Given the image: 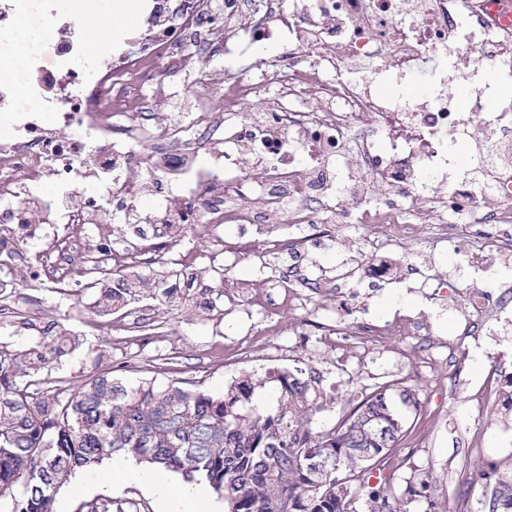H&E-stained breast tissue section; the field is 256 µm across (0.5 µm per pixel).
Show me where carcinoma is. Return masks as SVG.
Segmentation results:
<instances>
[{
    "instance_id": "carcinoma-1",
    "label": "carcinoma",
    "mask_w": 512,
    "mask_h": 512,
    "mask_svg": "<svg viewBox=\"0 0 512 512\" xmlns=\"http://www.w3.org/2000/svg\"><path fill=\"white\" fill-rule=\"evenodd\" d=\"M115 231L125 239L185 236L179 224H118ZM176 275L173 268L118 277L99 263L82 268L98 316L146 300L212 311L224 297L218 288L198 301L167 286ZM37 332L27 344L0 343V500L8 501L7 512H56L58 492L77 471L120 452L188 483L207 482L224 512H407L426 488L408 486L396 498L386 481L369 482L406 424L387 387L363 395L331 427L315 421L328 395L312 367L248 374L218 394L176 382L128 384L108 374L70 393L46 381L44 371L73 352L79 338L55 323ZM269 381L277 384L278 406L260 412L253 397ZM488 512H512V476H497Z\"/></svg>"
}]
</instances>
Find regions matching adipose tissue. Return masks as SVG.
Wrapping results in <instances>:
<instances>
[{
	"label": "adipose tissue",
	"instance_id": "ef3b65f1",
	"mask_svg": "<svg viewBox=\"0 0 512 512\" xmlns=\"http://www.w3.org/2000/svg\"><path fill=\"white\" fill-rule=\"evenodd\" d=\"M134 0H116L111 14L99 10H83L75 17L76 24L84 30L90 45L103 42L111 27L134 23ZM112 468L127 473L133 480L157 494L162 512H217L213 494L203 484H184L163 476L160 471L134 466L130 459L116 456Z\"/></svg>",
	"mask_w": 512,
	"mask_h": 512
}]
</instances>
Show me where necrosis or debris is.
Here are the masks:
<instances>
[{
  "label": "necrosis or debris",
  "instance_id": "1",
  "mask_svg": "<svg viewBox=\"0 0 512 512\" xmlns=\"http://www.w3.org/2000/svg\"><path fill=\"white\" fill-rule=\"evenodd\" d=\"M155 24L91 60L73 21L50 5L33 36L25 10L0 0V248L18 251L32 275L77 277L82 245L55 237L25 252L32 211L48 225L90 224L100 259H112V227L126 222L147 185L158 184L157 221L193 234L226 224L291 225L292 250L325 211L377 225L378 244L416 237L424 215L448 241L460 219L500 224L485 257L512 255V98L480 74L512 81V10L498 0H152ZM282 51L255 65L265 42ZM224 54L249 66L222 86L202 85L189 120L158 122L179 80ZM435 69L415 97L380 98L377 75L402 83L424 62ZM469 67L467 104L446 90L448 66ZM262 106L245 110L258 90ZM51 113L52 126L41 124ZM473 140L460 181L449 183L448 146ZM214 163L200 165L201 154ZM94 189H87L88 178ZM53 180L56 194L42 187ZM348 330L380 344L418 339L417 318L360 319Z\"/></svg>",
  "mask_w": 512,
  "mask_h": 512
}]
</instances>
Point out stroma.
Returning <instances> with one entry per match:
<instances>
[{"instance_id": "stroma-1", "label": "stroma", "mask_w": 512, "mask_h": 512, "mask_svg": "<svg viewBox=\"0 0 512 512\" xmlns=\"http://www.w3.org/2000/svg\"><path fill=\"white\" fill-rule=\"evenodd\" d=\"M326 224L329 235L311 232L292 253L277 249L279 240L291 232L286 224L275 225L265 235L255 225L233 224L219 238L192 235L168 243L163 259L180 260L195 291L224 282L240 289L241 295L237 305L220 311L150 308L160 328L156 335L135 328L133 315L127 313L97 316L91 309L93 292L85 284L51 275L33 281L21 266L13 271L15 287L7 291L6 303L38 326L60 322L80 335L81 348L51 366L47 375L71 393L108 372L131 383L152 379L164 385L182 380L188 387L218 393L245 372L310 366L321 372L323 389L332 397L315 419L332 425L355 393L388 384L412 388L420 409L408 418V432L392 460L397 489L421 481L427 484L425 496L413 500L409 512H487L491 488L475 475L490 464L498 473H512V410H505L498 398L476 408L472 396L491 376L512 372V298L493 335H464L468 287L478 254L474 242L462 236L441 247L432 243L429 225H421L418 240L389 246L385 253L398 278L377 280L367 273L376 260L370 248L374 225L340 224L332 217ZM229 250L239 255L236 266L216 275L215 267L223 264ZM295 265L326 285L299 314L282 306L274 286L275 276ZM337 284L353 317L421 316L432 338H460L462 359L456 379L438 372L428 382H420L413 370L416 350L397 337L373 348L363 363L345 347L323 343L319 326L334 314L326 290ZM251 326L263 328L264 333L256 343L242 347L239 332ZM474 428L482 432L477 447L469 443L468 432ZM105 497L134 502L138 512L159 510L156 496L131 479L97 489L64 488L57 508L88 512Z\"/></svg>"}]
</instances>
